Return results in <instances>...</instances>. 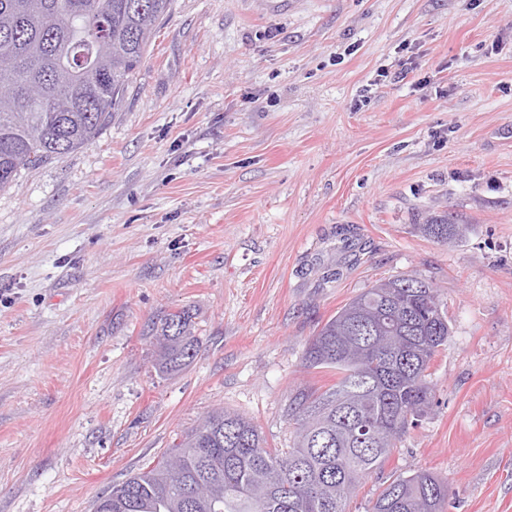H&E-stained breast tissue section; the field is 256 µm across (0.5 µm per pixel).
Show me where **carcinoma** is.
<instances>
[{
    "label": "carcinoma",
    "mask_w": 512,
    "mask_h": 512,
    "mask_svg": "<svg viewBox=\"0 0 512 512\" xmlns=\"http://www.w3.org/2000/svg\"><path fill=\"white\" fill-rule=\"evenodd\" d=\"M172 0H0V190L21 170L94 140L123 101ZM464 224H423L441 241ZM326 321L303 355L307 370L336 383L290 394L288 447L269 448L257 426L226 409L210 412L167 453L98 497L94 512H347L361 480L382 470L396 441L432 403L427 371L448 341L433 284L395 276ZM199 351L193 313L165 319L156 336L161 373L188 367ZM447 481L430 472L389 477L366 512H443Z\"/></svg>",
    "instance_id": "obj_1"
}]
</instances>
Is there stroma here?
<instances>
[{
  "mask_svg": "<svg viewBox=\"0 0 512 512\" xmlns=\"http://www.w3.org/2000/svg\"><path fill=\"white\" fill-rule=\"evenodd\" d=\"M397 275L451 333L347 510L428 471L512 512V0H173L100 136L0 190V512H93L217 408L287 447L290 392L336 381L309 339ZM420 232L441 241H453L462 238L467 230L464 224H422ZM156 365L161 373H174L188 367L199 351L194 335L193 313L182 309L165 319L156 336Z\"/></svg>",
  "mask_w": 512,
  "mask_h": 512,
  "instance_id": "1",
  "label": "stroma"
}]
</instances>
